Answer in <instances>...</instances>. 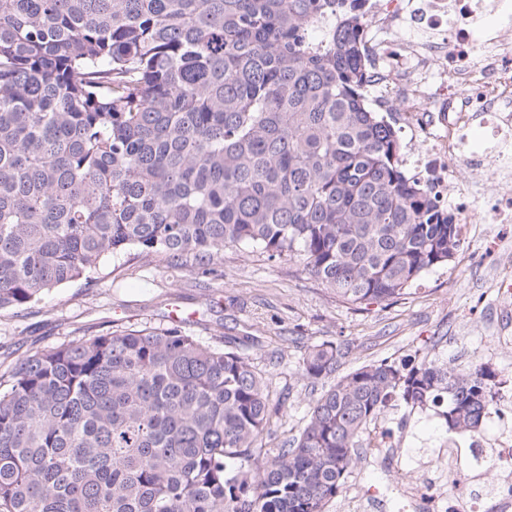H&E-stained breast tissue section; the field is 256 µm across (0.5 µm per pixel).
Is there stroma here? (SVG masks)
Returning <instances> with one entry per match:
<instances>
[{"instance_id": "obj_1", "label": "stroma", "mask_w": 512, "mask_h": 512, "mask_svg": "<svg viewBox=\"0 0 512 512\" xmlns=\"http://www.w3.org/2000/svg\"><path fill=\"white\" fill-rule=\"evenodd\" d=\"M499 250L484 249L486 236ZM512 254V224H484L448 267L424 276L416 292L382 307L347 305L288 259L259 250L226 248L220 258L177 262L138 250L111 256L89 278L66 284L36 303L0 310V370L37 348L113 329L177 327L202 342H241L271 382L284 414L266 448L297 434L322 384L300 378L298 361L308 346L344 341L352 371L372 361L464 367L484 363L499 392L512 396V349L499 347L501 300L494 291L501 254ZM400 448L392 477L415 470L420 449L439 447L447 435L432 411L400 404L386 413Z\"/></svg>"}]
</instances>
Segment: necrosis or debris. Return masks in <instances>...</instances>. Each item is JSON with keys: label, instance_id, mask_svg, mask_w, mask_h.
<instances>
[{"label": "necrosis or debris", "instance_id": "1", "mask_svg": "<svg viewBox=\"0 0 512 512\" xmlns=\"http://www.w3.org/2000/svg\"><path fill=\"white\" fill-rule=\"evenodd\" d=\"M372 101L404 159L461 227L512 224V0H364ZM401 512H512V417L448 435L417 476L382 487Z\"/></svg>", "mask_w": 512, "mask_h": 512}]
</instances>
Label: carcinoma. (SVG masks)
I'll list each match as a JSON object with an SVG mask.
<instances>
[{"label": "carcinoma", "mask_w": 512, "mask_h": 512, "mask_svg": "<svg viewBox=\"0 0 512 512\" xmlns=\"http://www.w3.org/2000/svg\"><path fill=\"white\" fill-rule=\"evenodd\" d=\"M354 0H0V309L114 254L258 247L387 306L459 247L367 106ZM307 348L334 379L289 445L236 346L115 329L0 373V512H326L400 403L478 434L494 376Z\"/></svg>", "instance_id": "1"}]
</instances>
